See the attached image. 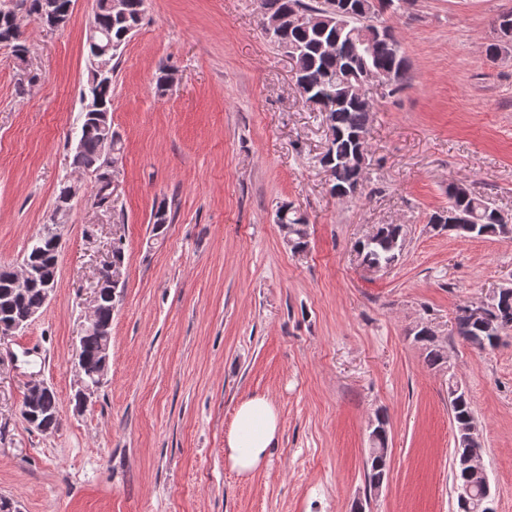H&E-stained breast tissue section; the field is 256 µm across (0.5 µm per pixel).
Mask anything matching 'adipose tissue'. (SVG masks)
<instances>
[{
    "mask_svg": "<svg viewBox=\"0 0 512 512\" xmlns=\"http://www.w3.org/2000/svg\"><path fill=\"white\" fill-rule=\"evenodd\" d=\"M279 433V418L273 404L263 397H253L240 404L224 442V456L239 473L257 470Z\"/></svg>",
    "mask_w": 512,
    "mask_h": 512,
    "instance_id": "obj_1",
    "label": "adipose tissue"
}]
</instances>
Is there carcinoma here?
<instances>
[{
  "instance_id": "carcinoma-1",
  "label": "carcinoma",
  "mask_w": 512,
  "mask_h": 512,
  "mask_svg": "<svg viewBox=\"0 0 512 512\" xmlns=\"http://www.w3.org/2000/svg\"><path fill=\"white\" fill-rule=\"evenodd\" d=\"M41 0H16L12 8H0V38L6 40L13 55L24 61L27 48L22 40L23 22L40 18ZM347 8L336 11L332 0H260V20L280 18L288 25L273 40L286 50L293 62V76L301 85V98L316 108L331 138L328 147L319 159L331 183V195L340 199H353L362 193L364 179L353 164L355 156H367V136L373 105L357 93L356 79L366 72L388 73L398 82L406 77L407 59L401 46L394 39L390 25L382 19L389 10H397L395 0H343ZM145 11V0H129V14L116 16L103 7L93 10L90 24L110 34L112 42L123 47L129 40L127 32L138 27ZM317 13L325 18L320 24L307 21ZM497 31L495 42L487 46V54L496 56L502 47L512 42V12L499 14L494 21ZM118 64H113L107 74L98 79L91 76L86 89L92 91L112 111V81ZM112 141L114 157L107 158L104 152L105 137ZM72 165L82 171L95 174L97 191L96 203L102 205L112 196L110 168L117 160L120 139L112 130V117L102 119L89 112L82 113ZM450 209H459L469 214L470 227L458 234L479 238L490 235L503 236L506 231L497 221L493 203L473 194L463 183L448 185V206L431 214L429 221L437 227L448 229ZM279 211L287 213L288 235L296 250L308 245L306 219L291 204H284ZM405 232L401 224H380L370 241L358 240L353 244L360 260L370 266L385 268L394 263L403 248ZM58 250L49 240L37 238L25 255L30 264L45 271V276L56 277ZM45 282L39 278L21 292L15 291L12 272L0 269V323L16 322L25 324L29 316L39 311L46 303ZM117 288L100 299L99 324H112L113 301ZM492 313L495 323L486 327L478 321L464 316L458 308L455 318L456 335L473 349L483 351L494 347L501 336L512 331V287L498 291L493 300ZM415 339L422 343L425 363L430 368H441L447 364L443 348L436 344L430 329L422 325L416 331ZM111 337L93 329L86 332L80 341L79 351L85 370L90 378L104 368V348ZM448 402L452 422L456 430L454 458L465 451L463 444L468 437V428L475 423L471 402L466 391L452 381L448 382ZM40 422L57 430L58 398L48 389L37 397L34 408ZM388 437L385 417H377V425L371 432V448L366 462L365 481L369 491L382 487L388 468ZM453 492L456 497V512H483L485 496V475L471 472L453 463Z\"/></svg>"
}]
</instances>
